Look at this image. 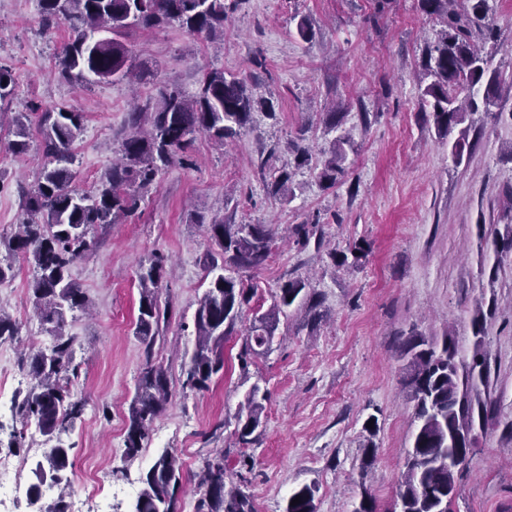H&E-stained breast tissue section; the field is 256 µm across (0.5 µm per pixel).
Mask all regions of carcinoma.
Returning <instances> with one entry per match:
<instances>
[{"mask_svg": "<svg viewBox=\"0 0 512 512\" xmlns=\"http://www.w3.org/2000/svg\"><path fill=\"white\" fill-rule=\"evenodd\" d=\"M424 13L435 16L443 26L437 40L428 47L421 100L431 110L423 111L426 122L438 134L448 137L467 113L483 105L492 119L500 88V76H487L491 57L482 53L478 41L497 38L489 17L488 0H420ZM41 26L53 32L65 22L73 32L58 58L60 78L75 83L97 79L124 80L131 74L127 65L129 49L125 42L132 29L149 31L163 25L208 39L224 36V21L235 8L226 0H40ZM10 70L0 67V112L14 93ZM485 85L482 102H477V87ZM272 109L255 97L245 77L226 76L207 70L198 91L188 95L166 83L156 85V93L135 104L129 114L130 133L121 144L120 157L113 162L93 194L72 186L74 161L72 147L82 135L84 115L60 109L39 115L43 135L44 164L34 185L25 193V208L30 220L18 226L8 241V249L23 255L35 270L30 289L43 324L55 337L53 347L28 357L34 380L18 404L24 422H35L45 445L33 474L36 482L29 496L40 500V485L46 480L62 482L69 464V449L57 434L73 427L84 409L82 399L70 388L73 340L64 333L66 315L87 306L82 289L71 279L70 267L88 248L89 227L115 224L133 213L138 201L157 176L173 165L180 153L203 134L222 144L245 132L252 113ZM344 113L325 112L324 132H339L330 142L327 157L319 171L329 187L345 175L348 152L354 150L348 131L342 129ZM32 119L27 112L10 117L9 133L14 140L10 150L23 154L28 149ZM294 165L284 167L267 182L268 194L281 202L290 200L295 171L310 165L308 147L294 143ZM220 249V258L208 261L209 287L195 314V347L184 369L182 388L205 390L212 377L224 370V340L236 327L244 305L254 295L256 285L239 276L226 275V267L236 271L257 270L271 257L276 232L270 224H232L226 218L214 219L207 227ZM494 251L512 254V224L493 239ZM369 252V244L356 241L349 252L333 251V265L356 266ZM353 260H348V256ZM166 263L161 257L140 265L138 272L139 308L135 335L152 349L167 308L161 305V291L167 287ZM308 281L289 278L278 288L270 308L255 317L251 330L242 337L239 360L247 370L252 358L265 353L277 329L279 316L296 301L305 300ZM400 353L406 361L404 386L414 402L416 430L407 451L402 474L397 512H452L456 490L472 451V432L484 425L492 404L481 398L479 386H488L489 372L479 358L468 362L455 343L442 344L422 336L404 337ZM171 396L165 369L146 360L129 408L125 439V458L137 456L153 419L165 408ZM266 395L256 384L249 389L237 416L234 436L246 447L256 437L261 424ZM202 512H254L251 498L237 487L227 488L224 452L203 461L198 474ZM183 471L175 451L164 449L142 477V488L133 512H182L179 492ZM316 486L305 484L288 500L300 499L284 512H316Z\"/></svg>", "mask_w": 512, "mask_h": 512, "instance_id": "1", "label": "carcinoma"}]
</instances>
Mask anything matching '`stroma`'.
<instances>
[{
  "label": "stroma",
  "mask_w": 512,
  "mask_h": 512,
  "mask_svg": "<svg viewBox=\"0 0 512 512\" xmlns=\"http://www.w3.org/2000/svg\"><path fill=\"white\" fill-rule=\"evenodd\" d=\"M498 29L492 71L503 75L496 111L468 115L450 137L439 138L423 121L417 77L426 47L440 26L419 0H246L230 14L224 36L207 40L169 25L131 32L133 64L153 62L160 78L195 93L201 71L246 76L272 112L255 111L249 128L219 145L197 136L181 163L160 174L138 210L119 224H98L89 248L70 275L89 301L88 311L67 316L79 376L72 390L85 403L73 428L59 436L69 447L62 486L83 512H131L141 478L160 451L175 449L183 461V512H197L196 489L204 459L223 450L229 479L255 512H284L290 494L316 485V512H353L362 492L377 512H391L405 455L416 424L402 384L400 335L452 338L465 356L481 353L495 402L484 429L476 431L466 473L458 483L454 512H512V255L495 280L480 274L478 231L504 232L512 223V0H489ZM308 20L314 37L298 38ZM70 37L67 24L44 33L38 0H0V66L15 78L10 108L27 112L65 108L84 115L73 146L74 183L93 192L118 157L134 97L154 93L153 81H90L77 86L59 78L55 63ZM344 103L343 126L357 145L342 184L325 188L314 169L293 178L292 197H269L259 170L294 159L292 144L308 127L306 145L316 164L329 138L319 123L332 104ZM465 145L454 160V142ZM26 153L13 154L0 138V259H10L2 239L27 220L20 194L38 176L42 135L32 129ZM221 214L236 224L273 225L278 248L267 265L242 277L256 286L231 336L224 341V372L204 391L182 389L195 342L194 317L209 283L207 260L216 252L205 219ZM316 223L324 246L297 245L296 224ZM366 240L371 252L355 267H334L329 249L347 250ZM160 254L174 269L161 294L172 313L152 350L135 335L139 307L137 272ZM14 276L0 283V306L19 333L0 339V376L12 392L0 412V454L28 461L17 475L14 512H37L27 495L44 437L23 424L20 396L32 379L26 356L53 337L34 307L33 269L12 259ZM308 279L324 315L308 324L298 307L281 316L269 352L241 368V338L273 302L282 281ZM487 312L483 341L473 335L476 308ZM161 365L171 398L153 420L143 448L123 457L128 416L145 361ZM267 395L254 444L236 445L237 414L251 385ZM374 432H367L368 418ZM23 443H15L16 432ZM375 456L363 465L366 447Z\"/></svg>",
  "instance_id": "35a3bbf8"
}]
</instances>
